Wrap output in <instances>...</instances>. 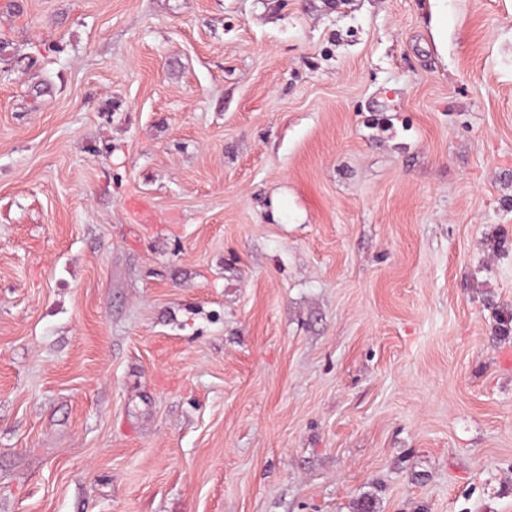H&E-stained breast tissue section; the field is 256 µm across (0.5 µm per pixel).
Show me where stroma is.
Returning <instances> with one entry per match:
<instances>
[{"label":"stroma","mask_w":512,"mask_h":512,"mask_svg":"<svg viewBox=\"0 0 512 512\" xmlns=\"http://www.w3.org/2000/svg\"><path fill=\"white\" fill-rule=\"evenodd\" d=\"M0 512H512V0H0Z\"/></svg>","instance_id":"obj_1"}]
</instances>
